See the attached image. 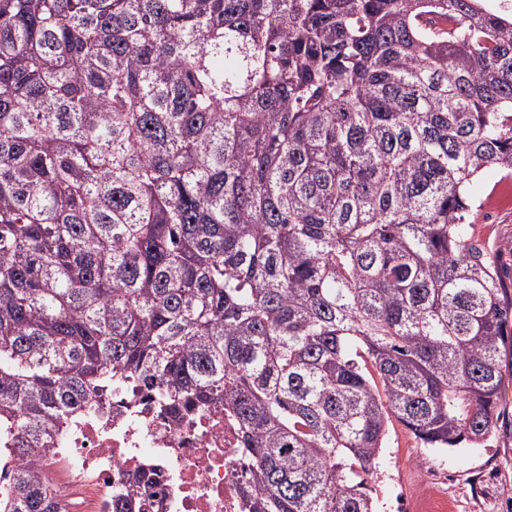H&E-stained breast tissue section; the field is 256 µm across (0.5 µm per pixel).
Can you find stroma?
<instances>
[{
  "mask_svg": "<svg viewBox=\"0 0 512 512\" xmlns=\"http://www.w3.org/2000/svg\"><path fill=\"white\" fill-rule=\"evenodd\" d=\"M500 175L489 169L477 179L470 220L480 240L500 246L498 266L512 287V206L491 208L487 201ZM377 512H413L415 485L441 490L454 512H512V399L496 430L483 443L462 448H428L399 422L389 426L379 465L368 477Z\"/></svg>",
  "mask_w": 512,
  "mask_h": 512,
  "instance_id": "1",
  "label": "stroma"
}]
</instances>
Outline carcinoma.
Masks as SVG:
<instances>
[{
    "label": "carcinoma",
    "mask_w": 512,
    "mask_h": 512,
    "mask_svg": "<svg viewBox=\"0 0 512 512\" xmlns=\"http://www.w3.org/2000/svg\"><path fill=\"white\" fill-rule=\"evenodd\" d=\"M492 168L486 0H0V512H60L36 459L129 385L233 412L252 512H375L392 418L484 442L512 386L466 222Z\"/></svg>",
    "instance_id": "carcinoma-1"
}]
</instances>
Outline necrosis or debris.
<instances>
[{"instance_id":"1","label":"necrosis or debris","mask_w":512,"mask_h":512,"mask_svg":"<svg viewBox=\"0 0 512 512\" xmlns=\"http://www.w3.org/2000/svg\"><path fill=\"white\" fill-rule=\"evenodd\" d=\"M251 460L235 420L209 409L177 421L134 389L113 394L105 412L74 413L54 454L37 470L58 492L62 512H112V496L140 472L151 512H250Z\"/></svg>"}]
</instances>
